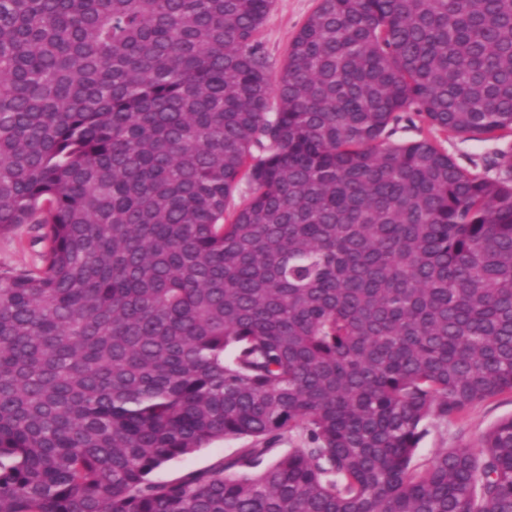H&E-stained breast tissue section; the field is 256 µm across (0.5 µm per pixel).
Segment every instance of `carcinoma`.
<instances>
[{"label": "carcinoma", "instance_id": "1", "mask_svg": "<svg viewBox=\"0 0 512 512\" xmlns=\"http://www.w3.org/2000/svg\"><path fill=\"white\" fill-rule=\"evenodd\" d=\"M272 6L0 0V512H512V417L413 462L512 393V151L385 140L512 134V0H320L276 77ZM415 124L403 121L396 133L390 137L393 142H405L418 139H429L448 153L459 166L468 170L484 171L485 160L498 149L512 146V136L500 140H481L434 127H428L417 119ZM38 234L32 224H22L10 233L0 235V268H29L36 262L31 241ZM512 417V393H504L470 407L454 423H428L427 433L417 449L416 462H423L441 448L467 445L480 448L482 436L495 424ZM249 441L247 439H227L211 448H202L189 458L167 464L158 470L155 477L162 480L175 479L182 474L195 469H201L213 464L224 455L235 452Z\"/></svg>", "mask_w": 512, "mask_h": 512}]
</instances>
